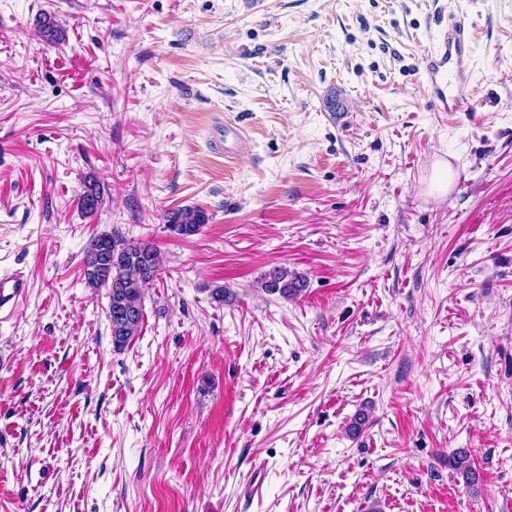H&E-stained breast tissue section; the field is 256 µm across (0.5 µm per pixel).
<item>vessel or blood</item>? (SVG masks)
I'll return each mask as SVG.
<instances>
[{
  "instance_id": "1",
  "label": "vessel or blood",
  "mask_w": 512,
  "mask_h": 512,
  "mask_svg": "<svg viewBox=\"0 0 512 512\" xmlns=\"http://www.w3.org/2000/svg\"><path fill=\"white\" fill-rule=\"evenodd\" d=\"M421 67L433 110L467 111L475 95L473 43L468 29L457 22L438 28ZM26 292L24 279L0 278V309L15 306Z\"/></svg>"
}]
</instances>
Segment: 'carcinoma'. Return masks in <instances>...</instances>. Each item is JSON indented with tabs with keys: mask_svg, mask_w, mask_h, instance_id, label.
<instances>
[{
	"mask_svg": "<svg viewBox=\"0 0 512 512\" xmlns=\"http://www.w3.org/2000/svg\"><path fill=\"white\" fill-rule=\"evenodd\" d=\"M37 36L50 44L65 39V31L48 13H41L36 26ZM102 204L100 187L94 180L85 182L79 196V205L87 214L95 213ZM168 229L180 236L199 233L207 223L206 213L196 207H182L165 213ZM84 279L87 287L108 288V321L112 344L120 350L127 346L141 330L144 317V288L158 279L163 271V260L158 249L140 241H126L112 234H101L90 240L84 252ZM307 287V279L286 268H275L265 274L261 288L268 294L284 299L296 298ZM449 465L466 486L480 480L478 470L465 449L448 455Z\"/></svg>",
	"mask_w": 512,
	"mask_h": 512,
	"instance_id": "obj_1",
	"label": "carcinoma"
}]
</instances>
